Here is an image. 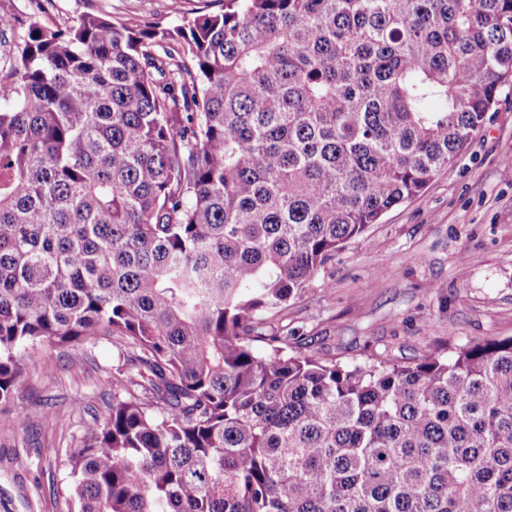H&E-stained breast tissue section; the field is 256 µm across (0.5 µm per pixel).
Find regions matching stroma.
<instances>
[{"mask_svg":"<svg viewBox=\"0 0 512 512\" xmlns=\"http://www.w3.org/2000/svg\"><path fill=\"white\" fill-rule=\"evenodd\" d=\"M212 0H53L48 16L104 12L162 27ZM512 84L480 131L425 192L389 210L351 241L282 313L271 331L304 337L305 353L350 367L371 359L447 356L512 336ZM119 344L105 336L76 355L30 351L18 405H0V512H68L65 466L85 422L112 400ZM82 365H75V357ZM51 370H44L43 361ZM30 420L19 425L17 407ZM51 407L54 420L39 414Z\"/></svg>","mask_w":512,"mask_h":512,"instance_id":"stroma-1","label":"stroma"}]
</instances>
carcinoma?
I'll use <instances>...</instances> for the list:
<instances>
[{"mask_svg": "<svg viewBox=\"0 0 512 512\" xmlns=\"http://www.w3.org/2000/svg\"><path fill=\"white\" fill-rule=\"evenodd\" d=\"M220 2L0 11V404L123 342L78 512H512V337L340 368L265 329L482 128L512 0ZM213 0H53L48 14H37L42 22L73 20L90 12H104L114 20L126 17H140L161 27L183 24L190 17L189 12L197 9L220 8Z\"/></svg>", "mask_w": 512, "mask_h": 512, "instance_id": "obj_1", "label": "carcinoma"}]
</instances>
